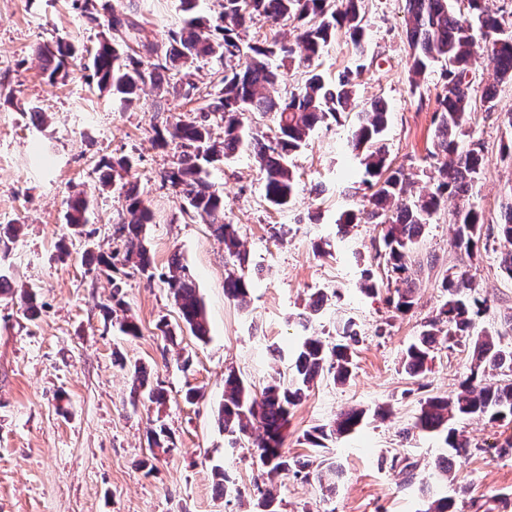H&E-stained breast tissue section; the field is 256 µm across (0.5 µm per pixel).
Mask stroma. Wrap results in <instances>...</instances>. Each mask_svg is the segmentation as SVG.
I'll return each mask as SVG.
<instances>
[{"instance_id":"obj_1","label":"stroma","mask_w":512,"mask_h":512,"mask_svg":"<svg viewBox=\"0 0 512 512\" xmlns=\"http://www.w3.org/2000/svg\"><path fill=\"white\" fill-rule=\"evenodd\" d=\"M135 18L146 43H162L180 28L177 0H135ZM404 0H365L369 63L357 80L355 99L377 98L389 106L382 144L394 166L403 167L415 189H430L434 158L433 114L441 84L439 67L411 82L409 48L402 24ZM104 28L92 22L81 0H0V225L19 229L0 251V275L13 287L34 289L41 314L29 320L19 301L0 298V512H245L258 500L261 478L251 439L229 447L218 420L224 376L236 371L261 390L275 371L289 365L302 337L331 343L337 322L350 319L360 331L350 379L318 380L294 408L281 451L321 461L328 456L343 469L333 493L315 476L275 480L277 512H425L428 499L418 487L401 486L392 457H406L429 473L443 453L442 442L414 433L421 400L457 391L469 371L470 347L439 346L428 370L408 375L401 358L406 347L445 300L442 279L453 265L469 264L490 300L478 329L512 331V280L499 261L512 244L498 238L474 258L454 246L449 198L418 238L420 257L412 263L416 303L406 314L388 311L381 298L359 290L360 272L370 266L380 229L360 223L349 238L336 237V221L361 208L365 187H353L359 160L347 147L354 118L318 127L308 146L292 159L299 191L290 207L277 210L264 198L259 163L242 150L209 170L224 197V217L235 224L246 252L242 266L254 277L250 304L242 308L224 293V245L204 219L187 216L178 190L161 186L158 174L172 163V151L155 147L151 126L192 104L167 96L166 111L155 109L156 93L145 90L139 105L123 110L98 89L91 71L73 69L49 81L35 53L38 45L63 39L78 48L98 45ZM494 111L474 103L471 126L483 145L484 162L469 199L489 223H496L512 195V161L502 159L512 141L505 117L512 113V82L496 83ZM44 122H35L30 107ZM134 155L133 171L154 214L145 243L156 275H122L127 312H109L112 278L93 273L95 257L114 250L115 224L124 199L102 188V161ZM93 201L86 233L70 236L64 214L76 192ZM329 243L328 253L318 244ZM190 269L203 301L210 335L164 336L160 324L175 327L178 309L162 276L172 254ZM328 299L308 327L291 319L313 294ZM132 316L139 336L120 332ZM143 367L167 393L163 405L130 404L131 375ZM200 396L187 401L188 389ZM358 407L366 415L353 434L326 453L304 445L303 435ZM165 427L172 448L150 443ZM471 444L453 468L470 498L489 512H512V460L495 446L512 435V424L494 426L481 418L463 423Z\"/></svg>"}]
</instances>
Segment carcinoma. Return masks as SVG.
I'll return each instance as SVG.
<instances>
[{
	"mask_svg": "<svg viewBox=\"0 0 512 512\" xmlns=\"http://www.w3.org/2000/svg\"><path fill=\"white\" fill-rule=\"evenodd\" d=\"M198 0H178V9L190 15L184 26L169 32L167 42L141 44L148 55L143 59L132 47L139 42V23L131 18V4L123 0H105L102 13H90L96 21L104 18L111 37H103L92 50H79L68 42H57L53 48L37 49L44 62L48 79L68 74L71 62L93 71L100 90L112 95L123 108L140 100V92L149 85L162 95L169 91L186 99L196 95L198 87L190 79V68L197 62L215 59L224 65L220 90L211 96L198 113H186L172 122L151 125L152 141L161 149L171 148L176 161L160 173L162 185L179 191L185 201L184 212L205 216L213 233L224 242V251L239 263L244 258L234 225L224 221V197L207 180V167L221 162L243 148H254L264 181L268 204L286 209L297 188L290 158L307 145L319 124L339 123L341 115L352 107V88L363 69L366 28L362 0H221L219 16L211 20L194 15ZM466 11L454 8V0H405V29L410 49L412 76L422 75L429 67L440 65L441 88L437 95L434 130L435 155L445 157L437 168L436 186L430 193L406 197L409 176L403 169L387 163V153L379 145L387 124L388 109L378 99L357 113L349 144L361 153V183L371 190L368 204L343 215L337 224V235H349L352 225L361 221L381 227L382 246L375 259L394 275V290L387 292L385 303L394 312L404 314L415 304V288L406 273L422 229L450 196L463 198L470 183L481 170L483 148L474 138L471 127L472 79L471 61L480 52L496 64V77L512 78V35L505 33V15L492 10L488 0H466ZM273 24L293 23L295 43L274 38L262 44L247 40L249 24L256 17ZM348 36L356 57L355 68L347 69L336 80L309 71L304 87L288 97L275 95L279 74L271 59L290 64L311 62L323 53L339 32ZM259 112L270 115L275 127L266 131L248 119ZM224 124V136H215L211 117ZM136 159L128 154L105 161L107 173L103 186L118 184L125 201V213L116 224L114 235L122 248L97 257V269L110 271L117 266L129 267L151 279L154 266L145 246V228L152 223L153 213L132 181ZM90 201L77 196L68 202L64 218L73 233L83 234L89 224ZM455 226L454 244L470 257L480 247L488 246L494 236L512 241V203L503 206L499 222L487 225L477 206L465 202L452 213ZM165 283L172 294L182 324L197 339L209 335L203 302L198 296L192 274L175 254L169 262ZM252 278L230 273L224 280V291L239 304L247 302ZM446 301L436 316L424 325L415 342L405 350L401 363L413 377L427 369L428 361L442 342L469 340L472 350L470 373L456 394L431 396L420 402L419 413L410 427L442 439L446 453L436 464L438 475L452 480L453 457L470 447L463 431L454 427L478 417L491 424L512 423V347L502 344L499 333L473 329L489 310L474 275L456 267L448 268L441 283ZM360 290L379 295L373 269L360 275ZM359 343L355 323L348 320L336 332V343L308 337L298 346L288 372L275 376L257 393L238 375L224 378V403L219 421L229 442L237 444L241 437L251 436L253 427L262 434L253 439L261 464L267 468L269 483L259 490L260 512H276L274 477L289 472L300 473L311 467L309 459L282 454L283 431L288 426L291 410L317 380L330 375L346 381L352 371L353 355ZM144 397L161 404L165 392L148 381L145 372L134 371L132 400ZM362 408H349L330 422L315 426L304 435V444L325 449L328 444L355 432L363 422ZM391 468L398 470L401 484L421 485L430 494L427 480L420 477L418 463L407 458H393ZM341 470L334 464L320 462L317 479L328 491L336 488Z\"/></svg>",
	"mask_w": 512,
	"mask_h": 512,
	"instance_id": "carcinoma-1",
	"label": "carcinoma"
}]
</instances>
